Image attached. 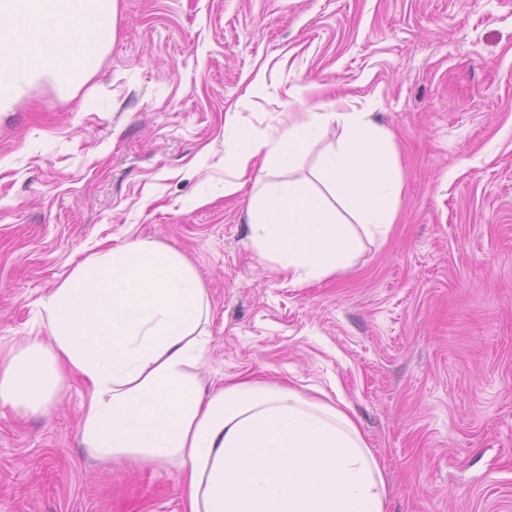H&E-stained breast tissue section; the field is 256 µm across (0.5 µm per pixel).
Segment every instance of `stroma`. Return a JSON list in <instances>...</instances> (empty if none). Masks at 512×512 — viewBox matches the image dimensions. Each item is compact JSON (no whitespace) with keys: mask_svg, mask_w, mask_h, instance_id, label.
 I'll return each instance as SVG.
<instances>
[{"mask_svg":"<svg viewBox=\"0 0 512 512\" xmlns=\"http://www.w3.org/2000/svg\"><path fill=\"white\" fill-rule=\"evenodd\" d=\"M393 135L386 239L305 285L247 243L221 182L224 116L271 134L300 86ZM148 240L196 269L207 383L254 376L350 404L385 512H512V0H118L83 87L41 82L0 115V345L88 255ZM86 388L0 411V512H180L174 466L79 444Z\"/></svg>","mask_w":512,"mask_h":512,"instance_id":"obj_1","label":"stroma"}]
</instances>
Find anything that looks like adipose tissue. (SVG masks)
<instances>
[{
  "mask_svg": "<svg viewBox=\"0 0 512 512\" xmlns=\"http://www.w3.org/2000/svg\"><path fill=\"white\" fill-rule=\"evenodd\" d=\"M117 2L0 0V112L42 81L85 84L114 37ZM279 122L277 136L259 140L226 113L233 177L204 183L194 202L252 180L250 244L302 285L347 269L359 236L387 237L400 176L391 136L369 113L332 102ZM315 145L311 179H281ZM37 316L45 335L0 347V408L46 413L80 379L82 447L176 465L181 512H384L380 467L351 408L259 380L204 385L211 306L176 250L135 240L91 254L41 298Z\"/></svg>",
  "mask_w": 512,
  "mask_h": 512,
  "instance_id": "obj_1",
  "label": "adipose tissue"
}]
</instances>
